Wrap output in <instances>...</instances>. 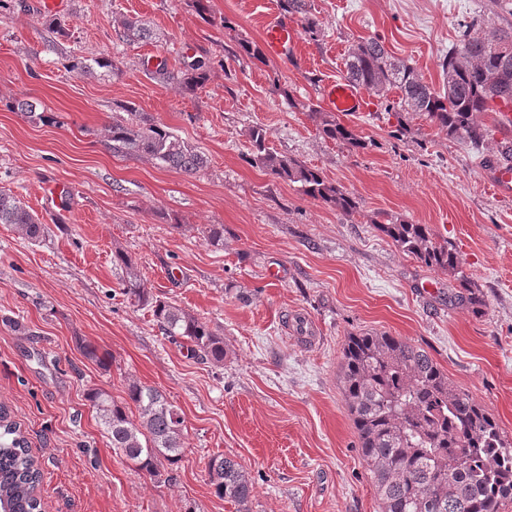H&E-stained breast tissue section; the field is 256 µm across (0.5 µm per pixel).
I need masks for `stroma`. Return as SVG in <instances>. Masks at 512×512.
<instances>
[{
    "label": "stroma",
    "instance_id": "obj_1",
    "mask_svg": "<svg viewBox=\"0 0 512 512\" xmlns=\"http://www.w3.org/2000/svg\"><path fill=\"white\" fill-rule=\"evenodd\" d=\"M40 0H0V189L45 221L31 245L0 224V404L21 423L42 471L45 512H237L219 497L208 460L234 458L254 482L249 512H381L339 382L349 336L386 333L433 357L455 386L512 437V193L489 185L493 157L458 143L416 112L341 116L366 141L326 139L309 116L321 83L342 76L349 47L379 38L433 88L461 24L488 0H311L323 34H297L288 56H237L264 42L277 0H69L65 34L46 28ZM135 17L150 37L127 41ZM211 61L193 93L160 81L144 59L176 69ZM112 59L117 72L74 70ZM41 102L35 124L16 99ZM133 104L203 152L192 174L113 153L112 118ZM318 169L356 203L350 212L304 194L249 161L247 132ZM429 225L452 242L482 297L454 302L457 282L402 253L380 223ZM224 242H209L211 225ZM153 295L217 329L216 364L163 335L149 308L124 295L115 250ZM282 270L269 281L267 267ZM314 343L296 339L294 321ZM97 347L87 359L79 344ZM159 388L184 419V456L154 477L104 436L88 398L127 400L128 381Z\"/></svg>",
    "mask_w": 512,
    "mask_h": 512
}]
</instances>
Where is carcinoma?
Listing matches in <instances>:
<instances>
[{
  "instance_id": "carcinoma-1",
  "label": "carcinoma",
  "mask_w": 512,
  "mask_h": 512,
  "mask_svg": "<svg viewBox=\"0 0 512 512\" xmlns=\"http://www.w3.org/2000/svg\"><path fill=\"white\" fill-rule=\"evenodd\" d=\"M279 2L284 13L301 16L304 33L318 40L322 27L307 0ZM121 26L131 40L149 38L134 17L124 18ZM238 47L240 56L263 61V51L252 41L240 38ZM178 68L182 90L192 93L208 80L210 61L186 54L178 59ZM345 68L346 78L368 92L399 90L398 99L386 104L387 111L420 112L462 144L482 147L500 132L495 160L512 163V130L501 121L492 129L478 120L483 112H512V22L490 26L481 16L465 25L454 50L442 60L441 93L392 57L376 38L351 45ZM15 105L32 122H56L35 101L20 99ZM309 116L323 137L353 149L367 148L330 113L312 107ZM109 133L115 153L147 157L184 173L205 164L195 146L130 104L124 106V115L112 120ZM248 138L256 166L343 212L355 207L349 194L318 170L271 150L263 126L250 127ZM0 224L12 225L31 244L48 233L38 215L5 190H0ZM377 228L426 266L459 270L456 247L437 238L428 225L393 221ZM114 261L125 268L124 293L152 309L165 336L188 343L203 360L224 362L223 337L191 312L153 296L126 253L115 251ZM459 287L455 301L472 308L483 305L466 277L459 279ZM340 383L383 512H503L512 503V439L491 413L451 382L426 350L386 333L350 336L342 350ZM127 397L137 408L136 420L103 390L92 392L90 401L112 447L137 469L156 476L159 464H174L184 455L183 417L159 389L136 380L128 383ZM208 474L219 496L242 508L248 504L254 483L233 457L210 459ZM40 478L38 460L20 426L0 405V512H41Z\"/></svg>"
}]
</instances>
